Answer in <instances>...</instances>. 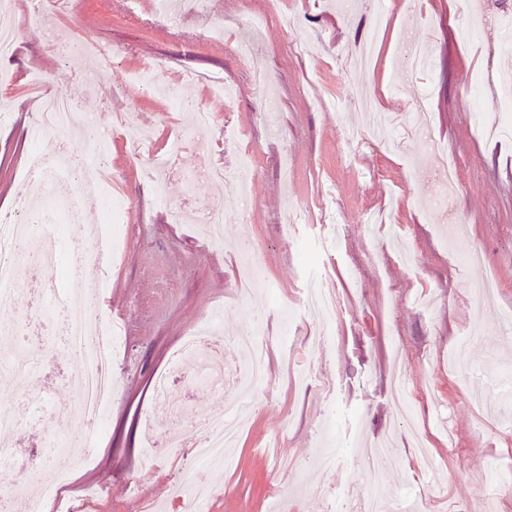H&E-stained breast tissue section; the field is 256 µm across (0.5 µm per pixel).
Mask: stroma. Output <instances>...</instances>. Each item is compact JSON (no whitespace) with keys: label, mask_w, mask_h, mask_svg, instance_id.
I'll use <instances>...</instances> for the list:
<instances>
[{"label":"stroma","mask_w":512,"mask_h":512,"mask_svg":"<svg viewBox=\"0 0 512 512\" xmlns=\"http://www.w3.org/2000/svg\"><path fill=\"white\" fill-rule=\"evenodd\" d=\"M215 17H236L224 37L188 15L156 20L149 0H55L50 23L9 11L19 32L15 51L0 57V211L28 194L24 174L41 97L21 77L42 76L44 93L75 96L89 116L85 132L64 133L65 151L81 178L107 172L125 208L118 226L121 257L112 266L103 311L123 325L113 372L118 389L89 463L74 465L66 494L76 512H190L193 487L209 488L206 512H318L304 488L315 483L348 495L371 491L369 471L354 452L366 443L388 457L381 486L388 512H482L485 491L512 473V137H488L500 120L492 96L474 101L479 74L512 85L489 36L464 40L479 10L496 0H405L377 14L371 0H209ZM91 32L110 46L112 64L98 85L81 89L87 62L54 51L48 32ZM377 42L368 64L360 43ZM423 46L428 70L411 72L407 43ZM159 78L192 72L168 99L134 80L144 65ZM268 78L265 90L255 75ZM403 128L399 149L384 150L368 129L371 109ZM212 123L184 140L190 115ZM426 113L436 141L457 168L453 195L442 196L434 162L415 116ZM107 139L104 159L87 153ZM254 162L252 200L232 185L214 188L205 169ZM216 206L224 212V244L212 246L200 225L174 222L175 209ZM301 224L285 229L283 212ZM101 194H86L66 217L64 263L72 242L96 231ZM42 235L23 247L14 288L18 334L31 338L27 302ZM484 252L483 267L461 262ZM260 264L265 284L243 297V256ZM337 303L336 324L323 351L310 347L319 324L305 305L310 269ZM498 285L479 298L485 279ZM220 315L224 358L242 359L234 333L259 318L266 352L265 387L216 391L189 381L183 342ZM48 369L39 386L12 383L27 410L38 398L75 408L81 362L60 331L44 339ZM404 375L408 403L390 397ZM183 389L196 414L240 402L251 408L226 467L202 465L190 445L163 449L155 468L141 466L148 436L167 439L177 422L158 383ZM73 433L57 416L28 418L0 444L38 451ZM340 439L339 467L316 466L321 448ZM137 470V493L127 488ZM491 512H512V489L494 497Z\"/></svg>","instance_id":"1"}]
</instances>
